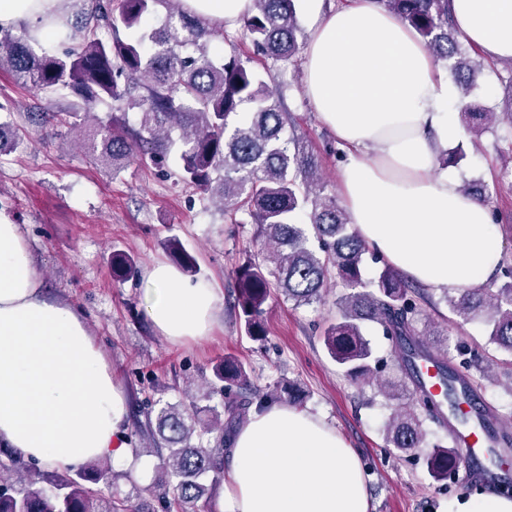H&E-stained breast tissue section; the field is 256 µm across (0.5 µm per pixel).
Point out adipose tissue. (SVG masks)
I'll return each instance as SVG.
<instances>
[{"instance_id":"ef3b65f1","label":"adipose tissue","mask_w":512,"mask_h":512,"mask_svg":"<svg viewBox=\"0 0 512 512\" xmlns=\"http://www.w3.org/2000/svg\"><path fill=\"white\" fill-rule=\"evenodd\" d=\"M69 0H0V28L28 23L56 40ZM186 10L238 28L251 0H183ZM310 40L302 88L349 157L340 178L350 222L391 266L430 291L474 289L496 272L501 238L487 208L435 169L460 129L452 86L422 40L375 0L337 9L304 0ZM463 36L491 61L512 60V0H451ZM147 313L178 344L208 336L212 289L157 262ZM126 395L83 317L48 298L22 225L0 218V445L59 470L98 459L149 481L150 457L126 439ZM217 512H370L356 451L321 418L278 402L234 433Z\"/></svg>"}]
</instances>
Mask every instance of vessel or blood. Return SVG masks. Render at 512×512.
<instances>
[{
	"instance_id": "b4317fda",
	"label": "vessel or blood",
	"mask_w": 512,
	"mask_h": 512,
	"mask_svg": "<svg viewBox=\"0 0 512 512\" xmlns=\"http://www.w3.org/2000/svg\"><path fill=\"white\" fill-rule=\"evenodd\" d=\"M417 366L425 388L432 394H442L444 387L438 377L436 359L418 361ZM480 416V421L471 422L470 425L458 429L456 432L457 445L468 461L467 466L459 472L458 477L465 482L472 480L486 486H494L512 474L498 465L488 462V450L492 445L490 426L495 417L491 409L488 408L481 410Z\"/></svg>"
}]
</instances>
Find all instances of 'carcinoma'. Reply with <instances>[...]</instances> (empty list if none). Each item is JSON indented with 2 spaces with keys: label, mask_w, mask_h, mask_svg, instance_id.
<instances>
[{
  "label": "carcinoma",
  "mask_w": 512,
  "mask_h": 512,
  "mask_svg": "<svg viewBox=\"0 0 512 512\" xmlns=\"http://www.w3.org/2000/svg\"><path fill=\"white\" fill-rule=\"evenodd\" d=\"M406 22L424 41L433 58L445 63L467 106L472 79L484 66L472 59L473 47L460 39L450 19L449 0H376ZM77 9L61 24L57 45L38 44L28 29L14 35L0 30V72L45 96L48 106L74 95L65 116L70 125L86 124L84 146L97 166L117 171L132 162L158 167L175 166L174 175L186 185L220 202L224 214H241L240 224L252 225L257 247L236 271L234 307L247 336L261 341L267 334L266 305L276 290L295 306L320 303L327 286L336 282L343 293L336 299V321L323 330L329 357L355 381L373 383L389 400L406 392L413 403L393 406L385 427L387 446L402 452L426 447L430 423L454 438L455 428L442 405L422 390L416 360L433 352L418 329L426 300L418 283L381 262L350 228L336 198L325 193L318 155L308 145L282 93L268 87L252 66V58L237 52L217 59L208 44L223 30L208 19L188 13L181 0H75ZM166 9L157 28L140 29L142 17L155 6ZM300 31L296 0H253L239 39L248 40L256 54L285 67L298 61ZM109 104L113 113L89 124L92 109ZM138 113V127H126V112ZM466 130L476 136L504 118L512 128V79L499 112L462 113ZM20 137L0 122V155L12 152ZM164 250L185 271L197 272L195 258L180 239L162 242ZM382 263L373 280L364 277V256ZM112 271L132 278L135 261L112 253ZM507 281L474 290L444 291L449 310L461 321L482 318L487 343L506 355L512 365V267ZM382 327L400 341L408 356L406 378L377 373L376 359L364 329ZM440 376L448 401L460 377L442 362ZM205 398L222 396L216 405H201L188 396L158 412H145L150 445L166 448L162 468L164 491L157 497L163 512H196L224 478V438L246 418L252 400L260 402L292 395L293 386L276 381L263 389L250 381L245 365L231 356L206 381ZM512 415L503 416L500 447L491 450L498 463L512 454ZM21 456H0V512H150L118 493H103L96 485H110V466L96 462L71 474L47 477L35 465L13 478ZM456 445L436 444L424 455L427 472L436 481L448 479L460 463Z\"/></svg>",
  "instance_id": "cac0c4a2"
}]
</instances>
